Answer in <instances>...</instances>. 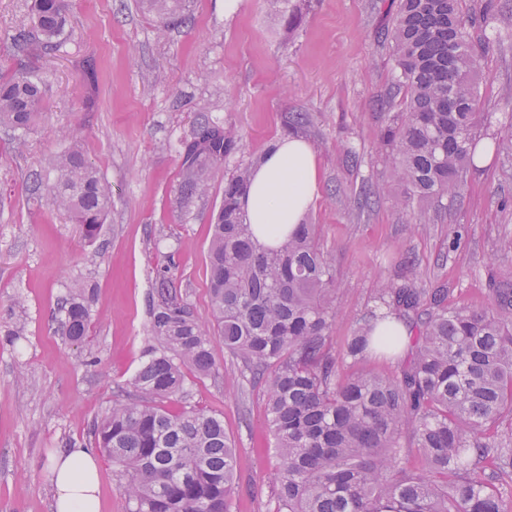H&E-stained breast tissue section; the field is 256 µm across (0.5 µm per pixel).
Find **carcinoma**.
Wrapping results in <instances>:
<instances>
[{
	"mask_svg": "<svg viewBox=\"0 0 512 512\" xmlns=\"http://www.w3.org/2000/svg\"><path fill=\"white\" fill-rule=\"evenodd\" d=\"M160 34L184 25L185 0H139ZM67 0H33L31 30L15 36L29 56L60 51ZM476 18L463 0H399L387 37L399 70L403 111L383 137L405 201L457 198L474 167V137L485 120L473 43ZM96 106L95 63L77 60ZM48 81L20 70L0 82V131L24 145L49 102ZM457 110L448 111V98ZM236 131L199 112L178 140L179 202L207 195L212 170L242 153ZM259 160L224 181L208 248L210 319L200 320L170 275L155 272L148 305L154 344L131 380L91 426L112 464L128 512H231L236 448L216 413L188 402L183 368L219 373L214 344L241 373L264 384L278 465L269 512H512V267L491 273L495 306H448V288L385 282L357 320L342 355L357 361L398 347L397 325L415 332L411 358L392 376H342L329 342L335 266L315 225L301 224L276 247L261 244L240 199ZM52 179L31 177L28 195L67 214L95 240L112 207V186L77 145L52 159ZM92 292L75 283L61 304L71 343L89 331ZM183 400L170 410L166 402ZM423 463L403 465V439Z\"/></svg>",
	"mask_w": 512,
	"mask_h": 512,
	"instance_id": "obj_1",
	"label": "carcinoma"
}]
</instances>
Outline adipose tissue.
Listing matches in <instances>:
<instances>
[{
    "mask_svg": "<svg viewBox=\"0 0 512 512\" xmlns=\"http://www.w3.org/2000/svg\"><path fill=\"white\" fill-rule=\"evenodd\" d=\"M318 189L316 155L309 143L285 138L266 152L241 199L258 239L268 245L301 224ZM55 512H99L98 463L84 448L53 460Z\"/></svg>",
    "mask_w": 512,
    "mask_h": 512,
    "instance_id": "obj_1",
    "label": "adipose tissue"
}]
</instances>
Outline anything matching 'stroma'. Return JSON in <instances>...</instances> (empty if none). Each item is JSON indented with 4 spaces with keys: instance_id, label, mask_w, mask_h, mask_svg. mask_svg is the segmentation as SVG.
<instances>
[{
    "instance_id": "1",
    "label": "stroma",
    "mask_w": 512,
    "mask_h": 512,
    "mask_svg": "<svg viewBox=\"0 0 512 512\" xmlns=\"http://www.w3.org/2000/svg\"><path fill=\"white\" fill-rule=\"evenodd\" d=\"M492 3L489 24L472 32L484 46L477 143L489 158L470 170L457 199L404 203L379 147L400 112L386 37L398 0H187L183 27L158 37L138 0H68L76 40L36 61L53 94L24 154L0 139V512H54L51 459L90 447V427L129 389L150 343L147 300L154 272L171 269L197 315L209 319L207 252L212 215L231 163L211 174L208 197L177 202L175 143L190 133L197 102H210L235 127L244 158L285 138L288 113L317 157L318 193L305 217L335 259L336 318L329 332L342 349L355 321L375 306L378 282L417 263V285L449 288L448 301L493 304L489 267L512 265V156L492 142L512 123V0H464L469 12ZM31 0H0V79L21 68L12 38L30 25ZM86 44L98 67V108L82 109L86 88L73 61ZM67 129L112 186V209L96 241L62 213L30 200L33 173L48 175ZM427 213L416 226L413 213ZM93 289L88 336L60 332L59 306L74 282ZM218 378L185 370L191 404L220 414L238 448L241 489L233 512H270L267 485L278 463L259 384L231 368L215 347Z\"/></svg>"
}]
</instances>
